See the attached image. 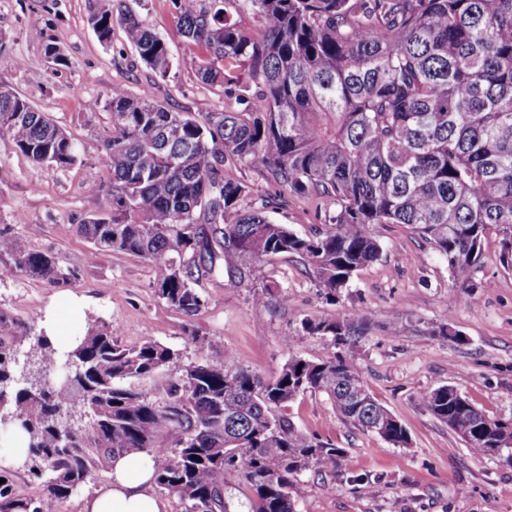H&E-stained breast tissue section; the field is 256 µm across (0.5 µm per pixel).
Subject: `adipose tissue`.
<instances>
[{"mask_svg": "<svg viewBox=\"0 0 512 512\" xmlns=\"http://www.w3.org/2000/svg\"><path fill=\"white\" fill-rule=\"evenodd\" d=\"M153 463L147 455L116 457L112 462V480L84 502V512H163V503L155 496Z\"/></svg>", "mask_w": 512, "mask_h": 512, "instance_id": "adipose-tissue-1", "label": "adipose tissue"}]
</instances>
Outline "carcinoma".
I'll use <instances>...</instances> for the list:
<instances>
[{
	"label": "carcinoma",
	"instance_id": "obj_1",
	"mask_svg": "<svg viewBox=\"0 0 512 512\" xmlns=\"http://www.w3.org/2000/svg\"><path fill=\"white\" fill-rule=\"evenodd\" d=\"M221 0H172L198 78L224 88L242 106L196 116L174 111L146 89L109 91L111 114L98 164L108 209L80 225L99 251L147 261L159 298L187 316L205 299L195 285L236 261L239 280L263 257L299 256L334 302L381 253L376 224H404L448 260L460 284L480 263L492 230L500 260L512 268V0H237L262 28L255 37L217 7ZM118 18L127 43L156 76L171 68L165 40L132 10H94L98 38ZM0 131L30 161L69 168L77 143L18 93L0 94ZM260 164L278 186L326 197L338 209L326 229L300 237L244 206L251 192L228 174ZM14 271L67 282L75 271L24 235H0ZM17 319L0 313V398L11 405L17 460L43 484L38 498L18 494L0 465V512H43L69 497L91 469L116 455L145 453L154 482L182 512L225 507L222 490L244 480L249 512H296L301 478L344 470L346 450L308 435L276 414L305 392L328 397L346 423L397 448L409 444L399 420L383 434L374 418L388 409L365 385L355 352L320 361L293 357L270 380L232 353L202 362L147 340L118 341V328L96 319L75 346L60 350L37 337L41 369L69 365L70 379L34 388L18 378V348L29 340ZM309 335L345 344L362 334L343 317L311 319ZM158 370L178 375L159 405L126 385ZM422 405L478 457L512 431L487 417L452 386L421 394ZM78 405L87 421L61 413Z\"/></svg>",
	"mask_w": 512,
	"mask_h": 512
}]
</instances>
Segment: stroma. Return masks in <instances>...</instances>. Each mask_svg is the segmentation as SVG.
Masks as SVG:
<instances>
[{"label": "stroma", "mask_w": 512, "mask_h": 512, "mask_svg": "<svg viewBox=\"0 0 512 512\" xmlns=\"http://www.w3.org/2000/svg\"><path fill=\"white\" fill-rule=\"evenodd\" d=\"M165 40L172 61L158 78L113 25L110 44L99 42L88 18L95 0H0V84L29 99L79 143L81 160L69 168L36 164L0 133V234L27 235L35 250L55 254L76 276L67 283L31 279L0 254V311L20 318L39 336L68 314L58 298L75 300L84 321L100 319L121 330L122 344L153 339L199 362L214 350L231 351L235 362L272 379L291 357L324 360L340 346L323 336L303 335L309 319L347 317L363 325L355 347L370 392L405 426L411 444L396 448L346 424L326 396L307 392L283 410L297 429L348 452V469L337 475L308 473L297 512H512V467L477 457L448 426L420 403L422 392L454 386L493 419L512 420V269L500 262V237L490 234L479 268L456 283L447 260L403 224L374 228L382 253L359 270L337 303L326 300L314 270L300 257L262 258L252 276L237 280L232 258L224 275L197 285L205 306L189 317L157 297L153 273L138 257L104 252L89 259L90 241L78 226L106 207L98 165L111 117L104 108L112 87L138 93L152 86L172 110L221 112L229 102L219 86L202 83L190 66L196 46L181 35L171 0H127ZM55 42L67 66L49 62ZM231 175L267 197L270 220L297 235L324 229L335 204L326 198L283 190L258 164ZM276 293L253 300L263 285ZM301 335L295 348L281 339Z\"/></svg>", "instance_id": "stroma-1"}]
</instances>
